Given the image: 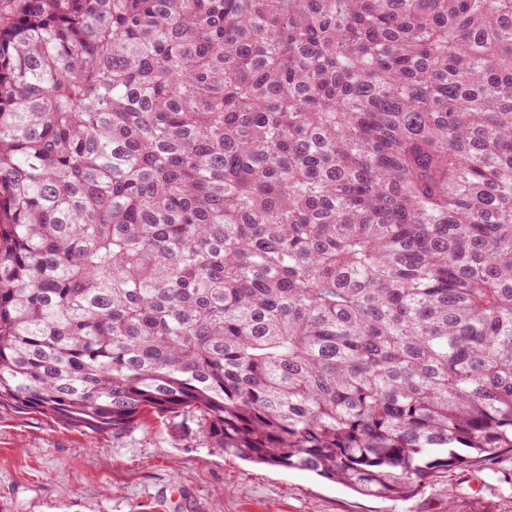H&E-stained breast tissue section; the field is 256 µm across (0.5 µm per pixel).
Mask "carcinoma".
Masks as SVG:
<instances>
[{
  "label": "carcinoma",
  "instance_id": "1",
  "mask_svg": "<svg viewBox=\"0 0 512 512\" xmlns=\"http://www.w3.org/2000/svg\"><path fill=\"white\" fill-rule=\"evenodd\" d=\"M0 409L404 500L512 455V0H17Z\"/></svg>",
  "mask_w": 512,
  "mask_h": 512
}]
</instances>
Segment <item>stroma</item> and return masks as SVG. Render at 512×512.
Masks as SVG:
<instances>
[{"label":"stroma","mask_w":512,"mask_h":512,"mask_svg":"<svg viewBox=\"0 0 512 512\" xmlns=\"http://www.w3.org/2000/svg\"><path fill=\"white\" fill-rule=\"evenodd\" d=\"M0 512H512V471H444L384 500L224 455L149 415L116 436L0 410Z\"/></svg>","instance_id":"1"}]
</instances>
